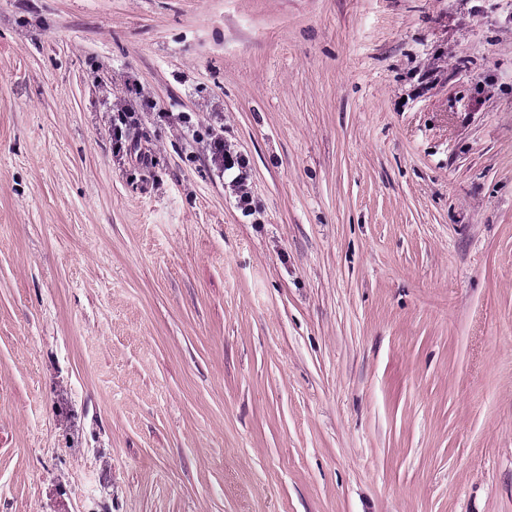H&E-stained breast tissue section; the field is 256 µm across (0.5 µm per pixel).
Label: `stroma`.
<instances>
[{"instance_id":"stroma-1","label":"stroma","mask_w":512,"mask_h":512,"mask_svg":"<svg viewBox=\"0 0 512 512\" xmlns=\"http://www.w3.org/2000/svg\"><path fill=\"white\" fill-rule=\"evenodd\" d=\"M0 512H512V0H0ZM208 136L211 160L218 174L223 176L227 171L234 174L228 187L236 199L237 207L245 216L254 215L256 209L247 184L249 160L214 128L209 130Z\"/></svg>"}]
</instances>
